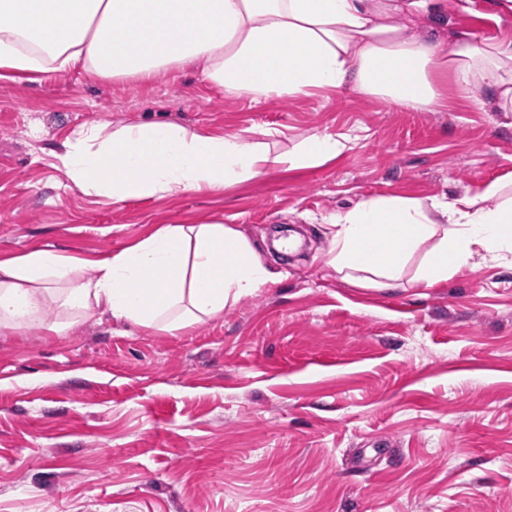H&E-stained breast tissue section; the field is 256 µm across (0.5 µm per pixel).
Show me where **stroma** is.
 Masks as SVG:
<instances>
[{
  "mask_svg": "<svg viewBox=\"0 0 512 512\" xmlns=\"http://www.w3.org/2000/svg\"><path fill=\"white\" fill-rule=\"evenodd\" d=\"M496 0H441L421 34H512ZM170 121L349 139L217 196L114 204L54 155L83 124ZM512 185V113L435 111L344 87L227 97L192 70L150 81L0 76V257L101 258L216 217L276 257L277 283L176 335L98 315L48 336L0 330V512H512V269L479 263L398 288L344 278L324 219L371 196Z\"/></svg>",
  "mask_w": 512,
  "mask_h": 512,
  "instance_id": "35a3bbf8",
  "label": "stroma"
}]
</instances>
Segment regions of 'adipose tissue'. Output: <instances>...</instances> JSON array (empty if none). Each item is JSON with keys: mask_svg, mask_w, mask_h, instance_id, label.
I'll return each instance as SVG.
<instances>
[{"mask_svg": "<svg viewBox=\"0 0 512 512\" xmlns=\"http://www.w3.org/2000/svg\"><path fill=\"white\" fill-rule=\"evenodd\" d=\"M431 0H0V71L18 77L81 70L150 80L196 68L224 94L253 102L352 87L385 105L434 110L449 91L512 112V38L461 32L452 47L414 31ZM485 98H475V90ZM166 122L82 125L56 153L71 188L122 203L219 195L273 166L326 164L346 138L310 134L274 154L269 141ZM331 263L397 287L447 280L474 260L512 266V196L493 182L448 199L373 196L327 220ZM257 249L220 220L168 224L89 260L54 249L0 259V328L40 324L58 336L99 313L176 335L223 316L226 305L274 282ZM56 307L59 318L43 313Z\"/></svg>", "mask_w": 512, "mask_h": 512, "instance_id": "1", "label": "adipose tissue"}]
</instances>
